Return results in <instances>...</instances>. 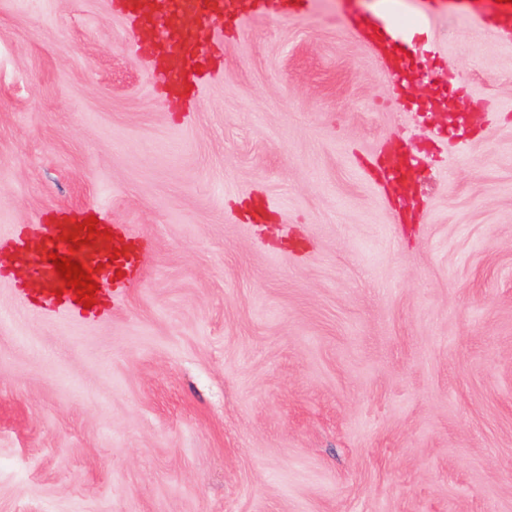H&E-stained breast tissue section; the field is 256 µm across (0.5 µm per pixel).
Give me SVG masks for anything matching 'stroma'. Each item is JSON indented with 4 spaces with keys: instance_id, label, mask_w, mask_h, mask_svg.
I'll list each match as a JSON object with an SVG mask.
<instances>
[{
    "instance_id": "1",
    "label": "stroma",
    "mask_w": 512,
    "mask_h": 512,
    "mask_svg": "<svg viewBox=\"0 0 512 512\" xmlns=\"http://www.w3.org/2000/svg\"><path fill=\"white\" fill-rule=\"evenodd\" d=\"M425 38L461 138L341 0L253 19L187 110L112 0H0V235L153 242L99 321L0 279V512H512V37Z\"/></svg>"
}]
</instances>
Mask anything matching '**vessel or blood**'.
Masks as SVG:
<instances>
[{
	"instance_id": "vessel-or-blood-1",
	"label": "vessel or blood",
	"mask_w": 512,
	"mask_h": 512,
	"mask_svg": "<svg viewBox=\"0 0 512 512\" xmlns=\"http://www.w3.org/2000/svg\"><path fill=\"white\" fill-rule=\"evenodd\" d=\"M401 0H386L376 13H366L344 0L349 27L384 59H392L414 28L435 18H466L476 27L493 25L512 31V0H504L493 14H486L479 0H408L407 19L396 18ZM163 10L151 11L146 0H112V10L124 20L132 39L142 30L163 26L165 33L150 41L147 54L153 62L152 74L165 96L192 101L218 71L217 57L225 45L239 38L248 20L260 16H297L310 12L316 0H163ZM209 45V58L194 60L198 42ZM96 226H89L90 217ZM86 241L101 259L92 270L99 289L91 308L77 301V291L60 279L50 252L73 258L75 240ZM151 243L131 235L125 225L96 209L85 208L50 213L41 223L19 224L7 236H0V257L11 255L23 261L25 275L14 283L18 293L43 314L66 312L85 319H101L112 311L116 297L143 278L142 257Z\"/></svg>"
}]
</instances>
